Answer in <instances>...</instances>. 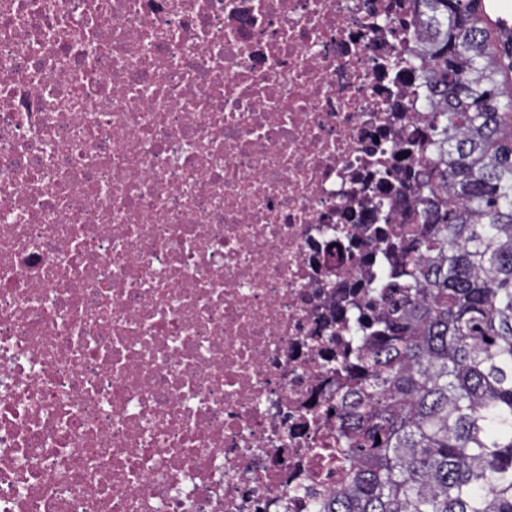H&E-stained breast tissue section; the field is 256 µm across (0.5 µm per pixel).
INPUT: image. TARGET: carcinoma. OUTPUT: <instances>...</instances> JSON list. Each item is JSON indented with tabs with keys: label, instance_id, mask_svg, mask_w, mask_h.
Wrapping results in <instances>:
<instances>
[{
	"label": "carcinoma",
	"instance_id": "obj_1",
	"mask_svg": "<svg viewBox=\"0 0 512 512\" xmlns=\"http://www.w3.org/2000/svg\"><path fill=\"white\" fill-rule=\"evenodd\" d=\"M413 2L435 154L400 280L372 289L398 307L363 337L345 482L318 512H512V21Z\"/></svg>",
	"mask_w": 512,
	"mask_h": 512
}]
</instances>
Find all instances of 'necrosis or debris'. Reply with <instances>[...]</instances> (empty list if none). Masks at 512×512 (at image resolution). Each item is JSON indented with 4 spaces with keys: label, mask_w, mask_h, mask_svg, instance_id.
I'll return each mask as SVG.
<instances>
[{
    "label": "necrosis or debris",
    "mask_w": 512,
    "mask_h": 512,
    "mask_svg": "<svg viewBox=\"0 0 512 512\" xmlns=\"http://www.w3.org/2000/svg\"><path fill=\"white\" fill-rule=\"evenodd\" d=\"M410 0H0V512H318L432 149Z\"/></svg>",
    "instance_id": "necrosis-or-debris-1"
}]
</instances>
